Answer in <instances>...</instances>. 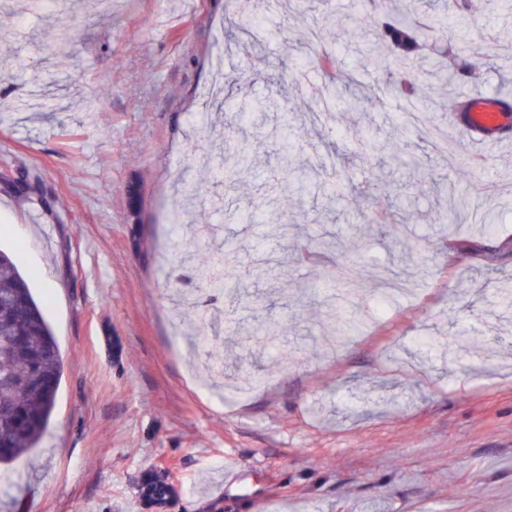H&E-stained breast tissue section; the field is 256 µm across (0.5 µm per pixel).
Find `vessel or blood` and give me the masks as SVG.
Segmentation results:
<instances>
[{
    "label": "vessel or blood",
    "mask_w": 512,
    "mask_h": 512,
    "mask_svg": "<svg viewBox=\"0 0 512 512\" xmlns=\"http://www.w3.org/2000/svg\"><path fill=\"white\" fill-rule=\"evenodd\" d=\"M463 99L467 112L453 115L452 120L468 144L488 147L512 143V97L467 92Z\"/></svg>",
    "instance_id": "vessel-or-blood-1"
}]
</instances>
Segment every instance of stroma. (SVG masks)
Segmentation results:
<instances>
[{
    "label": "stroma",
    "mask_w": 512,
    "mask_h": 512,
    "mask_svg": "<svg viewBox=\"0 0 512 512\" xmlns=\"http://www.w3.org/2000/svg\"><path fill=\"white\" fill-rule=\"evenodd\" d=\"M409 9L424 34L443 13L470 34L461 87L512 91V10L498 0H326L317 10L263 0L260 46L225 40L226 0H54L32 12L0 0L13 68L0 77V249L32 277L62 355V379L38 449L0 468V512H148L141 483L168 470L166 512H512V149L479 151L449 168L464 140L448 122L457 87L419 68V94L445 135L434 151L409 110L388 112L397 69L350 45L349 19L375 25ZM71 38L56 52L57 21ZM322 30L337 66L372 104L323 110L324 77L295 80L276 65L287 45ZM224 60V107L208 121L210 63ZM267 103L249 139L262 165L242 183L216 176L217 147L239 142L236 111ZM290 123L296 155L316 168L304 194L275 167ZM383 155L413 151L423 181L393 179L365 161L358 137ZM452 175L454 197L430 183ZM456 204V254L429 215ZM394 211L400 238L362 228ZM254 215L239 223L241 212ZM500 227L481 233L477 213ZM233 241L248 290L212 299L194 278L187 240ZM355 264L342 284L337 264ZM402 268L396 300L378 314L372 279ZM207 319L228 367L254 371L238 392L208 384V347H191ZM278 322L287 335L257 348L229 336ZM468 336L467 365L448 338ZM436 344L420 349L417 339Z\"/></svg>",
    "instance_id": "stroma-1"
}]
</instances>
